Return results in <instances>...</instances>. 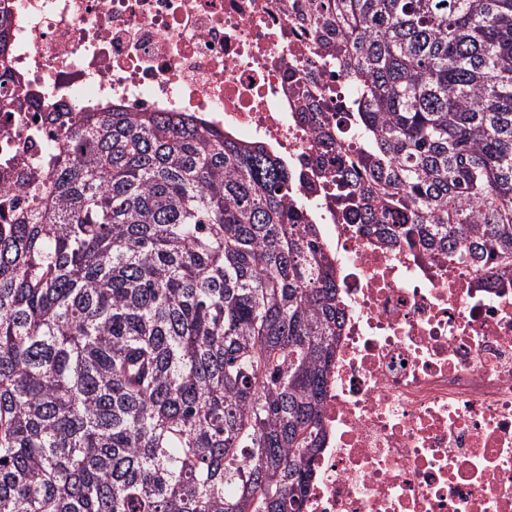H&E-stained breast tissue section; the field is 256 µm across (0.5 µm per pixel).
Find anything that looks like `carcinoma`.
Returning a JSON list of instances; mask_svg holds the SVG:
<instances>
[{
	"mask_svg": "<svg viewBox=\"0 0 512 512\" xmlns=\"http://www.w3.org/2000/svg\"><path fill=\"white\" fill-rule=\"evenodd\" d=\"M305 8L357 88L304 110L345 219L512 285V0ZM54 125L0 193V512H302L345 309L293 173L188 116Z\"/></svg>",
	"mask_w": 512,
	"mask_h": 512,
	"instance_id": "1",
	"label": "carcinoma"
}]
</instances>
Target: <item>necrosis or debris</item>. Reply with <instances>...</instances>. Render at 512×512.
Masks as SVG:
<instances>
[{"label": "necrosis or debris", "mask_w": 512, "mask_h": 512, "mask_svg": "<svg viewBox=\"0 0 512 512\" xmlns=\"http://www.w3.org/2000/svg\"><path fill=\"white\" fill-rule=\"evenodd\" d=\"M0 76L55 112H188L297 172L346 316L303 512H512V287L344 223L315 165L304 94L348 78L302 0H0ZM0 98V161L51 151L53 124Z\"/></svg>", "instance_id": "necrosis-or-debris-1"}]
</instances>
